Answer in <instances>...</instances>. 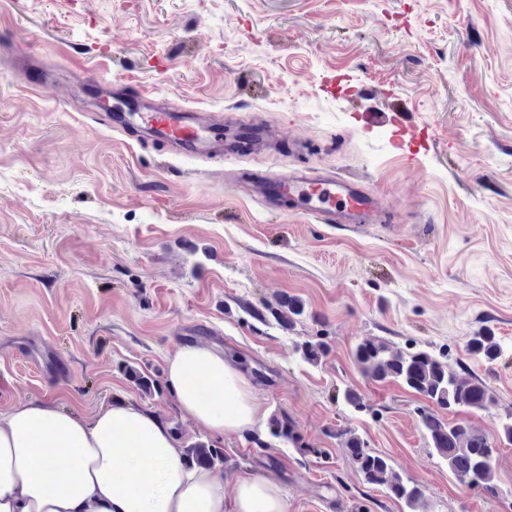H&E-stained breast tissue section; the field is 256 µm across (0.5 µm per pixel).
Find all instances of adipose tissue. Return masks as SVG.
Returning a JSON list of instances; mask_svg holds the SVG:
<instances>
[{"mask_svg":"<svg viewBox=\"0 0 512 512\" xmlns=\"http://www.w3.org/2000/svg\"><path fill=\"white\" fill-rule=\"evenodd\" d=\"M166 386L183 419L215 437L261 416L249 380L210 345H181ZM0 512H288L282 489L251 474L224 495L222 470L190 465L172 426L129 400L81 416L34 398L0 416Z\"/></svg>","mask_w":512,"mask_h":512,"instance_id":"1","label":"adipose tissue"}]
</instances>
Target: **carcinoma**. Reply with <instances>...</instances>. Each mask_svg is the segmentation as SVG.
<instances>
[{
	"label": "carcinoma",
	"mask_w": 512,
	"mask_h": 512,
	"mask_svg": "<svg viewBox=\"0 0 512 512\" xmlns=\"http://www.w3.org/2000/svg\"><path fill=\"white\" fill-rule=\"evenodd\" d=\"M296 351L314 363L325 354L326 344L304 342L296 346ZM468 351L494 360L500 354V345L496 336L482 333L470 340ZM353 356L367 378L376 382L399 381L441 409L456 413L464 409L488 412L495 406V399L480 379L451 369L448 363L429 351L401 350L389 341L375 337L359 342ZM421 424L432 448L447 459L456 478L469 477L472 479L469 489L496 495L493 466L489 461L493 441L486 433L465 418L444 422L430 412L421 415ZM269 429L273 437L288 440L303 454L309 452L300 443L295 424L288 416H273ZM338 435L367 483L385 488L391 496L411 506L421 500L418 485L403 479L390 461L368 448L354 430L345 428ZM185 455L189 463L198 466L214 468L224 463V450L213 443L198 442L186 449Z\"/></svg>",
	"instance_id": "1"
}]
</instances>
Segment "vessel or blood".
<instances>
[{"label": "vessel or blood", "instance_id": "b4317fda", "mask_svg": "<svg viewBox=\"0 0 512 512\" xmlns=\"http://www.w3.org/2000/svg\"><path fill=\"white\" fill-rule=\"evenodd\" d=\"M150 91L137 89L122 111L112 113L113 127H141L150 138L176 150L177 154L211 162L231 163L252 152L270 135L266 126L246 121L226 132L221 113L165 106L153 112L142 109ZM235 182L266 212L303 214L319 224H344L358 230L384 216L380 197L361 180L333 170L286 174L260 171L238 173Z\"/></svg>", "mask_w": 512, "mask_h": 512}]
</instances>
